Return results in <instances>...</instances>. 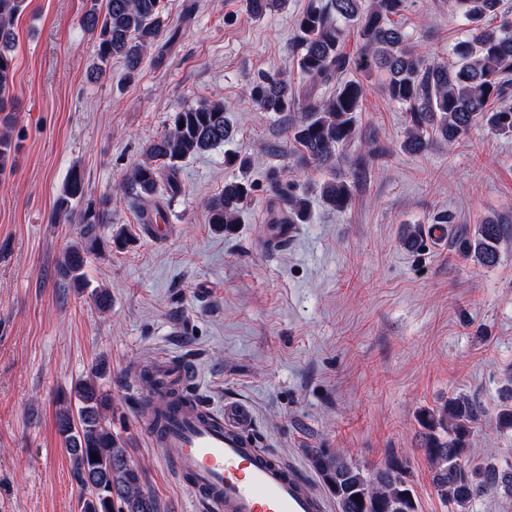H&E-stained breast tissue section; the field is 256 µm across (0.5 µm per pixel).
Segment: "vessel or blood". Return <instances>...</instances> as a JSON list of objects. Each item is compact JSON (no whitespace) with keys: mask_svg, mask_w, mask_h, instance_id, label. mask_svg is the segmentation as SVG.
Here are the masks:
<instances>
[{"mask_svg":"<svg viewBox=\"0 0 512 512\" xmlns=\"http://www.w3.org/2000/svg\"><path fill=\"white\" fill-rule=\"evenodd\" d=\"M157 392L146 394L159 417L149 429L154 447L174 448V468L195 494L201 512H326L314 485L278 455L260 448L250 431L251 412L199 410L169 398L188 378L177 360L152 365Z\"/></svg>","mask_w":512,"mask_h":512,"instance_id":"vessel-or-blood-1","label":"vessel or blood"}]
</instances>
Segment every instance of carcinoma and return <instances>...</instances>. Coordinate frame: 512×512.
Here are the masks:
<instances>
[{"label":"carcinoma","instance_id":"cac0c4a2","mask_svg":"<svg viewBox=\"0 0 512 512\" xmlns=\"http://www.w3.org/2000/svg\"><path fill=\"white\" fill-rule=\"evenodd\" d=\"M407 0H308L297 18V36L290 46L293 63L304 77L295 87L284 74H263L248 87L260 112L288 118V141L301 166L329 168L318 186L329 208L351 206L356 181L335 172L340 150L357 136L359 115L367 98L365 84L355 74L379 71L389 100L405 112L402 148L425 152L440 140L453 149L476 126L498 135H512V12L504 0H456L465 37L450 59L419 55L412 35L397 18ZM286 0H246L251 16L261 19L285 7ZM26 0H0V179L13 172L10 159L17 150L10 131L15 125L16 62L12 53L15 22ZM80 25L90 32L96 60L125 62L133 77L148 50L164 36L163 0H105L104 10H89ZM359 44L355 52L348 39ZM332 87L328 96L320 95ZM233 126L224 103L200 101L184 105L168 130L145 148L146 160L135 164L113 195L87 198L81 169L75 165L56 201V213L80 225L78 241L57 262L60 276L77 289L85 287L83 269L106 245L99 230L111 223L112 198L135 195L138 219L150 224L164 216L154 199L158 188L173 198L182 192L180 172L186 159L224 144ZM253 185L244 179L224 183V190L207 202L209 223L226 232L240 223L242 204ZM274 224H307L312 201L309 191L285 181L282 171L268 179ZM512 237V214L483 219L475 231L455 236L459 256L483 267L499 262L500 246ZM99 361L69 394L58 396L57 428L64 438L75 482L87 491L81 512H159L156 498L145 490L144 472L130 457L124 441L112 432L107 416L109 397L98 379ZM422 446L431 479L452 512H470L472 502L490 492L512 496V467L503 469L493 454L476 459L470 437L478 423L476 405L465 396L417 414ZM98 460H93V456ZM308 459L336 502L337 512H418L407 461L388 460L370 469L343 450L308 449Z\"/></svg>","mask_w":512,"mask_h":512}]
</instances>
